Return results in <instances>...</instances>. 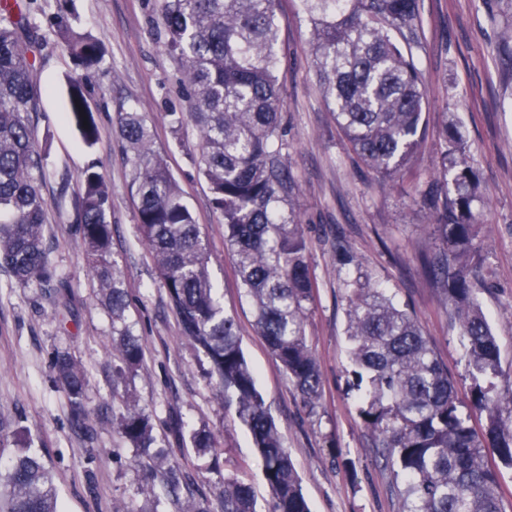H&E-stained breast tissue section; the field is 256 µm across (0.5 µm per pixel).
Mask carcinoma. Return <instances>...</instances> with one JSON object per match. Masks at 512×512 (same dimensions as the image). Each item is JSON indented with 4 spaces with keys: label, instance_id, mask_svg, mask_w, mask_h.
<instances>
[{
    "label": "carcinoma",
    "instance_id": "1",
    "mask_svg": "<svg viewBox=\"0 0 512 512\" xmlns=\"http://www.w3.org/2000/svg\"><path fill=\"white\" fill-rule=\"evenodd\" d=\"M311 25L310 51L319 87L336 122L365 165L392 180L415 157L423 140L427 90L421 78L424 32L421 0H301ZM25 7L0 9V268L21 287L67 297L66 282L48 261V202L41 192L45 156L38 148L31 114L41 95L35 63L52 35L80 70L103 69L100 39L64 8L47 15ZM279 0H158L168 53L183 65L185 106L167 113L174 131L191 123L199 132L195 159L224 220V239L238 257V272L256 310V326L304 402L315 408L322 384L305 335L315 281L304 232L294 212L298 187L284 163L282 100L276 71ZM67 120L85 145L100 138L95 112L80 77L67 90ZM117 129L136 171L138 223L175 311L183 337L209 360L224 403L250 431L271 491L268 512H310L280 432L248 365L232 317L224 314L208 276V251L181 189L154 150L145 113H118ZM443 199L432 196L443 252L424 259L430 274L443 276L460 336L468 343L471 409L486 414L477 432L460 410L454 382L411 315L385 289L360 276L348 284L347 336L353 383L360 392L358 416L375 442L376 455L393 479H402L401 512H503L500 473L488 453L512 467V391L502 394L498 346L477 302L470 274L481 225L472 204L479 173L460 126L439 132ZM81 244L92 278L112 323L124 321L127 294L111 260V195L96 165L84 172L74 202ZM288 206L283 214L282 206ZM455 268L448 273V259ZM118 374L136 371L143 346L128 329L113 328ZM56 381L70 398L75 422L86 376L66 353L53 359ZM121 435L164 470L169 492L180 488L167 456L155 451L151 418L128 404L115 420ZM199 453L215 447L211 433L194 430ZM5 512H59L53 475L44 457L15 452L6 474ZM224 512H257L251 487L224 479ZM178 512H211L207 499L190 495Z\"/></svg>",
    "mask_w": 512,
    "mask_h": 512
}]
</instances>
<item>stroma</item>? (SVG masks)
<instances>
[{
	"instance_id": "1",
	"label": "stroma",
	"mask_w": 512,
	"mask_h": 512,
	"mask_svg": "<svg viewBox=\"0 0 512 512\" xmlns=\"http://www.w3.org/2000/svg\"><path fill=\"white\" fill-rule=\"evenodd\" d=\"M74 5L82 26L106 49L105 70L87 76L100 140L87 147L66 119L67 79L76 70L60 45L49 42L36 62L41 96L32 121L50 169L41 188L49 203L48 259L68 284V303L58 305L41 288L19 287L0 268V423L5 426L0 474L11 463L18 429L50 467L61 512H114L120 503L132 512H176L161 474H148L112 425L130 403L149 414L169 463L208 498L212 512H221L228 477L252 487L259 512L269 508L271 494L252 437L207 376V358L184 341L140 234L135 172L116 126L123 105L147 113L155 147L194 214L209 253V277L236 322L311 512H399V492L361 427L357 394L350 388L346 282L362 270L411 313L454 379L462 412L483 430L485 415L468 405L459 325L442 281L423 265L442 245L418 190L438 179L441 127L459 124L480 177L475 210L482 227L472 286L496 337L498 386L512 388V70L501 64L506 47L498 39L499 23L512 22V0H422L427 135L393 182L368 171L337 127L317 85L301 2L280 0L283 154L299 187L295 211L317 284L305 319L322 378V399L313 408L255 329L254 307L225 243L222 218L191 158L197 132L173 131L168 122L169 109L182 104V66L164 48L157 0H74ZM93 163L111 192L112 259L127 291L126 323L144 350L140 368L121 379L115 375L120 361L112 353V318L93 285L74 208L83 173ZM59 352L80 360L87 372L86 416L80 424L73 422L71 402L55 382L52 359ZM199 428L213 434L212 454L198 455L192 447L188 436Z\"/></svg>"
}]
</instances>
